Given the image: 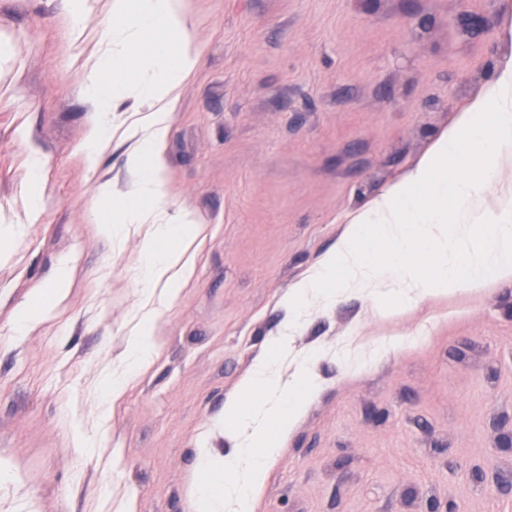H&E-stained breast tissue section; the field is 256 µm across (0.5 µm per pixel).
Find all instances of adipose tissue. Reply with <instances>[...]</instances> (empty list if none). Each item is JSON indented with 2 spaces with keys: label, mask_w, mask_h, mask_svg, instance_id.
Returning <instances> with one entry per match:
<instances>
[{
  "label": "adipose tissue",
  "mask_w": 512,
  "mask_h": 512,
  "mask_svg": "<svg viewBox=\"0 0 512 512\" xmlns=\"http://www.w3.org/2000/svg\"><path fill=\"white\" fill-rule=\"evenodd\" d=\"M117 14L124 26L116 42L128 46H149L143 75L130 82L116 65L119 52H106L97 69L86 78V88L99 116L85 149L87 163H94L98 148L109 131V115L114 103L128 91L150 101L151 107L135 133L140 147L132 153L128 164L138 175V186L132 202L116 218L120 224H150L154 231L144 253L143 281L146 287L165 282L164 301H173L183 279L191 273L184 248L194 240L198 227L191 212H183L169 221L162 209L163 179L158 162V149L165 138L177 91L194 70L198 49L183 25L184 0H115ZM180 238L183 247L168 249L171 238Z\"/></svg>",
  "instance_id": "obj_1"
}]
</instances>
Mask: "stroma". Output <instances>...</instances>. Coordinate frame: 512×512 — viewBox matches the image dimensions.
<instances>
[{
    "mask_svg": "<svg viewBox=\"0 0 512 512\" xmlns=\"http://www.w3.org/2000/svg\"><path fill=\"white\" fill-rule=\"evenodd\" d=\"M84 7L73 27L70 0H0V512H194L196 450H230L224 403L288 290L485 95L512 60V0H187L199 55L159 162L168 216L202 231L173 303L144 291L150 225L100 231L135 190L149 106L118 100L83 163L85 78L116 21L110 0ZM146 313L157 351L102 413ZM293 345L317 353L318 387L253 512H512V281L391 316L354 291L312 298Z\"/></svg>",
    "mask_w": 512,
    "mask_h": 512,
    "instance_id": "1",
    "label": "stroma"
}]
</instances>
